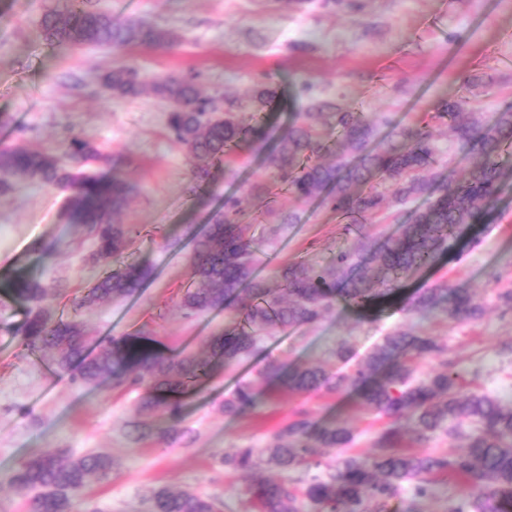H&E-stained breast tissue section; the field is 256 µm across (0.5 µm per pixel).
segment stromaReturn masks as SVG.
Here are the masks:
<instances>
[{
    "label": "stroma",
    "instance_id": "1",
    "mask_svg": "<svg viewBox=\"0 0 512 512\" xmlns=\"http://www.w3.org/2000/svg\"><path fill=\"white\" fill-rule=\"evenodd\" d=\"M62 2L0 0V146L50 150L71 133L92 140L133 188L121 221L139 225L141 236L123 259L145 262L153 273L136 297L78 307L103 272L92 240L66 222V192L20 182L0 194V279L22 274L62 285L50 312L78 320L97 340L142 332L161 347L202 353L225 319L220 311L189 317L180 307L192 277L185 229L211 223L225 197L237 198L241 221L254 225L265 276L283 260L324 263L349 246L336 232L335 213L317 200H295L278 185L268 160L313 101L412 124L460 94L463 74L482 82L471 93L473 111L512 110V0H95L116 18L176 32L181 41L170 51L50 45L39 21ZM122 64L149 81L195 76L203 97L223 110L260 88L272 89L271 107L255 114L263 139L236 150L231 164H210L208 179L195 182L196 161L170 133L167 103L150 92L115 100L103 87V75ZM291 211L297 223L273 231L279 215ZM479 231L478 244L459 240L434 266L409 277L404 293L445 280L466 285L488 304L480 322L443 321L426 330L447 342L473 387L512 402V355L500 352L501 342L512 338V315L490 306L495 277L512 279V187ZM48 245L55 248L50 258L42 252ZM27 316V307L0 294V512H30L28 496L11 482L24 459L44 452L75 459L94 450L111 454L112 474L92 481L72 512H144L143 497L156 486L218 495L229 512H240L248 484L226 469L225 454L261 444L302 404L315 419L335 418L351 428L354 453L368 455L389 422L355 397L303 399L283 389L234 419L221 409L224 397L249 381L265 356L288 365L323 362L337 372L342 365L332 352L339 343H351L359 361L387 331L416 325L392 301L366 319L340 306L313 325L276 333L264 356L220 374L188 399L183 423L196 431L192 442L132 448L124 426L138 392L108 382L81 388L68 374L47 373V356L24 344L20 328Z\"/></svg>",
    "mask_w": 512,
    "mask_h": 512
}]
</instances>
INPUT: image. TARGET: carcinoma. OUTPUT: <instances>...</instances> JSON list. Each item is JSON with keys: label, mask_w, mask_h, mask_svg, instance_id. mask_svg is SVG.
<instances>
[{"label": "carcinoma", "mask_w": 512, "mask_h": 512, "mask_svg": "<svg viewBox=\"0 0 512 512\" xmlns=\"http://www.w3.org/2000/svg\"><path fill=\"white\" fill-rule=\"evenodd\" d=\"M91 0H65L63 8L45 13V39L60 46L108 48L141 46L168 51L180 37L172 30L138 20L117 21L112 13L91 8ZM114 99L152 91L170 104L168 127L175 140L200 164L194 178L209 177V163L263 135V127L239 112H220L201 95L193 76H167L141 81L129 66L112 69L102 79ZM436 117L448 120L454 140L475 158L454 177V155L443 159L430 124L393 125L382 115L371 119L343 112L330 101H315L301 120L288 127L275 146L271 162L288 194L327 203L343 221V234L355 244L338 250L326 264L305 260L279 264L273 279L262 276L254 248L253 225L240 222L238 204L224 198V211L214 223L191 235L193 282L181 296L185 314L196 317L224 311V330L210 336L206 356L184 350L164 351L152 337L122 334L110 337L93 352L90 338L75 320L51 316L43 303L60 293L17 274L0 281V292L31 305L21 327L24 343L50 354L53 365L73 375L82 387L112 385L140 390L133 416L125 424L128 443L138 447L156 439L167 445L192 438L182 426L183 396L220 371L264 351L262 343L276 331L311 325L340 304L362 317L381 300L400 294L410 274L434 264L466 229L489 223L512 164V111L490 115L471 110L462 93L441 102ZM379 125L390 127L386 139L373 143ZM334 130L335 159L320 161L327 147L323 130ZM107 157L82 136H70L61 151L0 148V192L14 181L37 182L68 192V217L94 240V259L105 267L78 303L91 306L116 298L135 297L152 276L147 264L124 262L138 230L120 223L132 187L118 174L105 177L93 168ZM398 224L395 233L373 232L384 213ZM494 298L503 313L512 312V282L495 277ZM402 311L421 322L453 320L475 323L484 309L470 289L442 282L423 288L403 302ZM435 360L426 375L413 360ZM298 395L357 392L362 404L378 416L397 421L407 414L414 425L406 433L382 431L370 458L351 452L353 432L337 421L321 424L305 405L268 436L265 450L243 446L224 458L227 469L246 476L255 512H302L299 497L315 512H389L403 485L412 487L409 512L434 494V478L460 480V495L448 501L447 512H512V404L467 388L448 355V345L421 330L387 333L346 372H332L321 363L284 370L275 357L266 359L253 380L224 396V415L237 418L256 407L278 385ZM168 414L172 428L156 432L150 418ZM435 437L460 438L463 449L414 453L404 443L425 445ZM283 474L278 480L266 469ZM112 474V456L94 452L77 459L41 453L22 461L12 483L30 496L32 512H71L91 478ZM148 512H224V500L190 491L151 489L144 497Z\"/></svg>", "instance_id": "cac0c4a2"}]
</instances>
